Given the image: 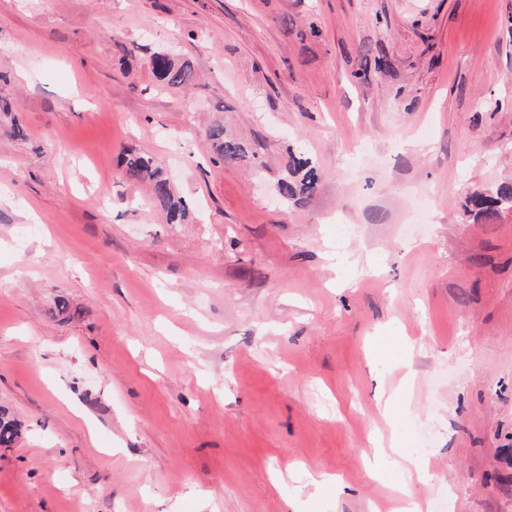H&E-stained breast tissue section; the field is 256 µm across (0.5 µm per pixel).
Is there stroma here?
Returning a JSON list of instances; mask_svg holds the SVG:
<instances>
[{
	"instance_id": "1",
	"label": "stroma",
	"mask_w": 512,
	"mask_h": 512,
	"mask_svg": "<svg viewBox=\"0 0 512 512\" xmlns=\"http://www.w3.org/2000/svg\"><path fill=\"white\" fill-rule=\"evenodd\" d=\"M0 94V512H369L379 342L427 502L512 512V208L469 202L512 182V0H0ZM163 53H156L152 58V69L157 80L175 87H186L195 83L196 73L189 63L179 64L173 56H164ZM207 138L214 153L224 162L234 161L245 153L244 145L239 140L225 136L223 124L212 125L207 131ZM122 166L127 179L149 182L154 199L166 212L167 223H189L193 215L190 204L175 191L163 170L153 167L151 158L140 154H129L122 161ZM318 183V174L313 168H309L303 172L298 183H289L288 177L281 179L278 183V193L286 201L288 199H295L296 196H300V199H305L315 193Z\"/></svg>"
}]
</instances>
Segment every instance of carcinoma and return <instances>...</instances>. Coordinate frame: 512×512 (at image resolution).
<instances>
[{"label": "carcinoma", "mask_w": 512, "mask_h": 512, "mask_svg": "<svg viewBox=\"0 0 512 512\" xmlns=\"http://www.w3.org/2000/svg\"><path fill=\"white\" fill-rule=\"evenodd\" d=\"M152 69L157 80L175 87H186L196 81L193 67L183 62L177 63L172 56H165L159 52L152 58ZM207 138L217 157L224 161H234L245 153L244 145L237 139L224 134V125L217 123L207 131ZM124 176L129 180L147 181L150 184L154 199L166 212V221L169 224H187L192 218L193 211L186 199L179 195L170 179L163 170L152 164L151 158L131 154L122 161ZM293 173L301 174L299 182L292 184L288 179L278 183V193L285 199L311 197L319 183V176L315 170L307 167V162L294 161ZM471 201L479 208V212L486 217L494 216L502 204L512 205V183H502L495 194L486 195L476 192ZM23 425L20 421L0 412V447H11L21 435Z\"/></svg>", "instance_id": "obj_1"}]
</instances>
